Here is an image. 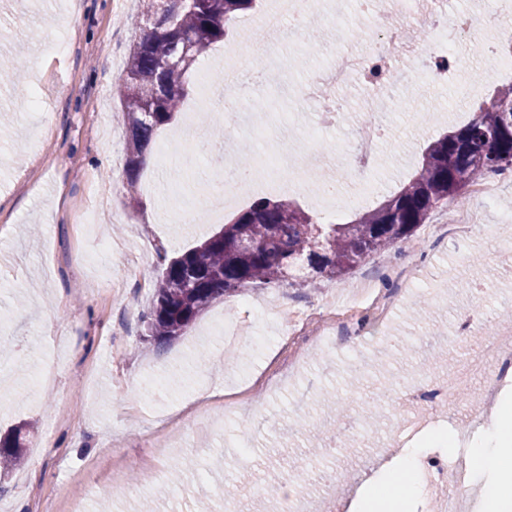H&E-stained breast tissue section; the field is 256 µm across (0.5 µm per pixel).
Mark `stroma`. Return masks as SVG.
<instances>
[{
  "label": "stroma",
  "instance_id": "obj_1",
  "mask_svg": "<svg viewBox=\"0 0 512 512\" xmlns=\"http://www.w3.org/2000/svg\"><path fill=\"white\" fill-rule=\"evenodd\" d=\"M140 0H0V436L30 424L35 437L25 463L0 480V512H200L215 486L247 512H276L253 496L255 484L312 470L355 497L368 471L398 456L390 438L399 425L396 398L413 379L451 372L476 354L480 339L454 335L455 319L480 313L483 331L512 312V179L494 203L463 194L461 210L488 226L465 241L444 230L447 206L432 211L412 242L371 254L348 274L309 286L286 281L250 288L214 302L185 336L159 342L144 316L159 250L176 256L219 231L206 216L210 191L224 171L195 143L162 128L138 181L142 208L123 179L126 128L112 85L135 32L128 17ZM258 13L240 19L226 42L194 68L183 114L207 125L215 110L206 90L224 86V48L243 44L241 67L255 65L265 34ZM69 49L50 52L61 30ZM315 51L271 69L256 97L267 126L260 135L237 130L225 152L261 166L270 149L301 143L350 172L359 138L358 94L342 91L345 119L333 128L295 123L290 94L301 78L327 68L335 25L321 24ZM464 68L435 84L402 85V106L390 117L367 179L376 198L396 192L421 166L425 147L473 112L502 77L487 78L481 56L461 45ZM68 85L66 97L56 88ZM477 93L459 101V85ZM25 98H17L16 87ZM370 284L392 302L374 314L337 322L336 347H314L326 304ZM312 313L306 336L293 339L298 364L281 341L292 310ZM49 372L48 388L30 394L28 380ZM381 401L377 437L356 429L343 447L329 443L350 417ZM159 446L178 448L162 461L179 468L170 492L123 497L120 474L157 461Z\"/></svg>",
  "mask_w": 512,
  "mask_h": 512
}]
</instances>
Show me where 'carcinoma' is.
<instances>
[{"instance_id": "1", "label": "carcinoma", "mask_w": 512, "mask_h": 512, "mask_svg": "<svg viewBox=\"0 0 512 512\" xmlns=\"http://www.w3.org/2000/svg\"><path fill=\"white\" fill-rule=\"evenodd\" d=\"M138 35L118 78L117 98L128 139L126 189L137 201L144 151L172 123L199 57L223 40L257 0H142ZM188 38L187 58L180 57ZM512 168V81L502 84L462 127L430 143L416 176L398 193L346 224H322L294 202L265 199L221 231L165 264L154 288L147 327L171 341L186 334L216 300L246 287H272L307 268L342 276L367 256L410 240L441 205L457 203L476 180ZM23 438L0 439V468L22 464Z\"/></svg>"}]
</instances>
